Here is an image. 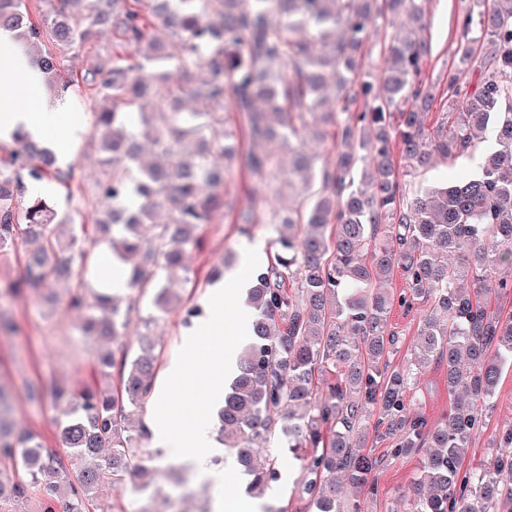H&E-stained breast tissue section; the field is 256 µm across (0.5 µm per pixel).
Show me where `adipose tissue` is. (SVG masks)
I'll use <instances>...</instances> for the list:
<instances>
[{"instance_id": "ef3b65f1", "label": "adipose tissue", "mask_w": 512, "mask_h": 512, "mask_svg": "<svg viewBox=\"0 0 512 512\" xmlns=\"http://www.w3.org/2000/svg\"><path fill=\"white\" fill-rule=\"evenodd\" d=\"M39 72L12 31L0 28V135L22 129L47 140L61 156L72 152L81 119L64 99L45 100Z\"/></svg>"}]
</instances>
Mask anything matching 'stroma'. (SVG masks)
Returning a JSON list of instances; mask_svg holds the SVG:
<instances>
[{"instance_id":"1","label":"stroma","mask_w":512,"mask_h":512,"mask_svg":"<svg viewBox=\"0 0 512 512\" xmlns=\"http://www.w3.org/2000/svg\"><path fill=\"white\" fill-rule=\"evenodd\" d=\"M463 8L462 0H428L426 4V36L431 45V55L423 71L426 80H436L445 71L460 35L456 17ZM74 111L83 113L85 121L76 135L74 154L69 161L75 170L79 187L74 197H67L65 188L55 180L44 181L38 192L57 200L59 205L70 204L82 211L84 222H91L92 209L88 199L96 195V183L102 176L92 140L94 115L103 103L77 93L71 100ZM263 199L271 207L281 210L290 204L288 187L282 180L245 178L241 166H234L226 175L224 200L230 215L205 229L203 248L190 252L184 271L164 277V284L183 298L182 306L163 314L156 324L143 326L132 323L126 336L117 341H104L81 335L83 321L80 312L67 309L66 298L71 283L62 282L55 287L54 300L47 301L33 294L12 297L0 296V315L12 318L18 325L17 332L9 339L0 340V386L14 396L9 415L17 426L38 431L50 451L60 452L61 445L53 421L54 411L45 397L50 384L72 386L88 377L93 359L103 351L114 354L137 352L141 334H149L161 350L158 366H165L174 355L179 337L187 324L186 311L202 307L214 280V268L235 267L245 248L255 241H262L266 255L276 251L278 233L274 225L257 224L250 234H242L232 223L233 215L250 207L252 200ZM405 286L401 273H394L385 282V289L394 296L389 324L398 337L397 351L390 361L403 364L410 356L416 333L426 310L417 305L401 306L396 298ZM412 409L421 411L429 421L443 420L451 407L452 395L448 391V374L444 364L432 362L422 368L417 382L407 394ZM494 408L483 428L472 436L469 463L478 466L490 462L495 454V443L503 431L512 428V366L504 368L493 398ZM395 437L370 432L365 444L366 453L378 460L372 477L378 492L367 499L365 512H405V498L410 493L411 482L421 458L417 455L394 456ZM274 457L281 478L265 495L268 504L286 506L289 512H306V503L294 490L298 476L297 460L283 451ZM168 461L161 454H154L148 466L152 471L149 486L140 494H133L131 487L103 489L93 503L92 512H222L223 503L231 496L246 493L247 477L237 465L234 456L222 445H215L205 466L218 472H232L233 482L224 483L200 475L195 466H187V482L175 488L166 473Z\"/></svg>"}]
</instances>
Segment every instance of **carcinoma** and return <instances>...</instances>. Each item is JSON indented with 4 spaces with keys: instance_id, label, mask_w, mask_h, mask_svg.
Here are the masks:
<instances>
[{
    "instance_id": "carcinoma-1",
    "label": "carcinoma",
    "mask_w": 512,
    "mask_h": 512,
    "mask_svg": "<svg viewBox=\"0 0 512 512\" xmlns=\"http://www.w3.org/2000/svg\"><path fill=\"white\" fill-rule=\"evenodd\" d=\"M0 0V27L14 31L54 96H68L64 58L91 48L110 29L120 43L96 52L81 86L112 108L95 113L101 163L94 225L72 210L26 195L28 184L54 178L73 196V168H60L45 144L15 136L24 155L0 158V252L22 251L18 278L3 293L52 297L54 285L85 270L92 252L78 248L98 232L121 261L138 258L127 285L155 292L149 327L180 296L152 282L154 268H183L201 246L200 231L224 212V174L213 158L239 161L256 178L279 169L273 145L291 154L299 206L268 212L255 200L233 223L281 226L279 253L256 275L250 301L258 312L253 340L218 412V437L263 494L280 476L267 447L300 462L297 491L315 512H363L375 492L376 461L364 453L367 423L377 417L398 438L394 455L420 454L410 512H492L499 486L512 481V429L493 463L464 469L473 433L493 410L500 370L512 365V315L490 311L489 294L512 288V0H470L443 84L446 112L429 130L424 115L437 86L422 77L430 52L424 0ZM400 23L383 43L387 66L361 77L354 58L372 28ZM137 56L128 62L122 49ZM183 85L160 97L167 70ZM337 78L336 106L322 91ZM239 116L240 136L224 114ZM495 128V147L478 173L440 188L406 194L405 177L439 158L470 155ZM340 141L336 165L301 151L304 139ZM398 148L404 165L395 160ZM166 211L161 224L156 209ZM384 233L377 241L378 233ZM401 270L399 303L426 305L413 357L392 368L397 338L388 326L391 296L371 287ZM68 308L86 312L87 335H124L135 306L77 280ZM438 360L448 368L455 402L448 418L429 423L406 403L417 371ZM155 344L120 362L98 357L76 389L52 388L57 437L67 457L48 451L31 431L17 436L0 420V500L40 488L42 512H90L109 476L120 488L148 470L135 460L145 438L141 412L153 394ZM106 389L98 379L112 378ZM25 448L23 460L14 449ZM81 464L69 482L66 459Z\"/></svg>"
}]
</instances>
